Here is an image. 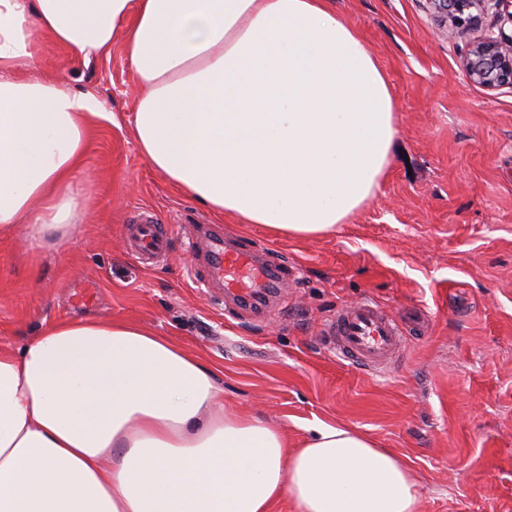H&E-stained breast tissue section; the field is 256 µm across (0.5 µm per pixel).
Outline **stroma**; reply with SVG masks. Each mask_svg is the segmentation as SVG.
Returning <instances> with one entry per match:
<instances>
[{
	"instance_id": "35a3bbf8",
	"label": "stroma",
	"mask_w": 512,
	"mask_h": 512,
	"mask_svg": "<svg viewBox=\"0 0 512 512\" xmlns=\"http://www.w3.org/2000/svg\"><path fill=\"white\" fill-rule=\"evenodd\" d=\"M336 10L386 75L397 135L376 197L305 238L217 216L149 165L122 39L86 60L38 36L36 62L14 78L64 79L112 119L93 127L69 186L84 203L77 232L50 245L0 235V341L18 347L41 325L91 313L135 323L214 366L225 405L281 429L289 448L314 424L355 430L407 464L420 512H512V88H483L461 70L494 19L450 41L426 0H336ZM142 210L172 233L148 267L122 232ZM186 214L297 267L279 318L225 317L191 282ZM362 300L427 319L383 374L350 368L321 340Z\"/></svg>"
}]
</instances>
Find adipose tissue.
Masks as SVG:
<instances>
[{
    "label": "adipose tissue",
    "mask_w": 512,
    "mask_h": 512,
    "mask_svg": "<svg viewBox=\"0 0 512 512\" xmlns=\"http://www.w3.org/2000/svg\"><path fill=\"white\" fill-rule=\"evenodd\" d=\"M83 58L123 39L148 163L211 212L293 237L379 191L397 134L386 77L332 0H0V233L77 229L68 193L91 92L22 80L31 29ZM419 512L407 468L321 424L301 447L224 407L215 368L105 316L0 344V512Z\"/></svg>",
    "instance_id": "1"
}]
</instances>
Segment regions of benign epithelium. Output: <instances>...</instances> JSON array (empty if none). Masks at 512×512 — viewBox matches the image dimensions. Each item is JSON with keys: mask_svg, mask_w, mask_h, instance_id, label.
<instances>
[{"mask_svg": "<svg viewBox=\"0 0 512 512\" xmlns=\"http://www.w3.org/2000/svg\"><path fill=\"white\" fill-rule=\"evenodd\" d=\"M448 39L466 32L479 15L493 9L512 23V0H428ZM467 80L487 89L512 87V34H487L475 41L462 62Z\"/></svg>", "mask_w": 512, "mask_h": 512, "instance_id": "obj_1", "label": "benign epithelium"}]
</instances>
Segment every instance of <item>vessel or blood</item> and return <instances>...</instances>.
I'll return each mask as SVG.
<instances>
[{"label":"vessel or blood","instance_id":"vessel-or-blood-1","mask_svg":"<svg viewBox=\"0 0 512 512\" xmlns=\"http://www.w3.org/2000/svg\"><path fill=\"white\" fill-rule=\"evenodd\" d=\"M128 231L143 263L167 253L169 227L153 215L134 216ZM187 240L192 257L187 273L198 287L219 289L225 309L234 314L261 322L279 315V299L296 279V271L287 261L265 257L256 246L209 224L191 225ZM322 341L348 366L384 372L396 361L403 333L392 315L360 302L343 308L326 324Z\"/></svg>","mask_w":512,"mask_h":512}]
</instances>
